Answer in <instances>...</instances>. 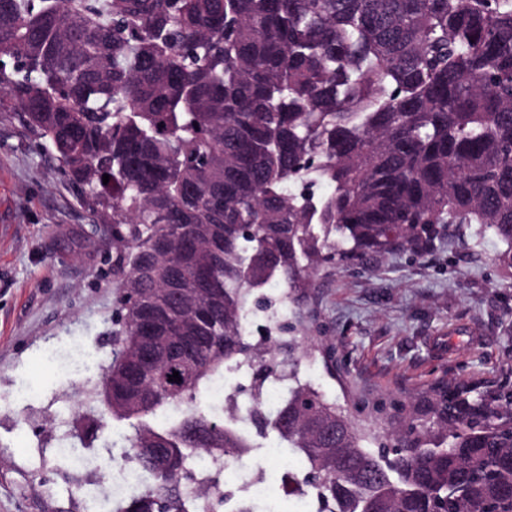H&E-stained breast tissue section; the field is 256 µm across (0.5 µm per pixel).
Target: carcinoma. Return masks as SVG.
Returning <instances> with one entry per match:
<instances>
[{
  "label": "carcinoma",
  "instance_id": "carcinoma-1",
  "mask_svg": "<svg viewBox=\"0 0 512 512\" xmlns=\"http://www.w3.org/2000/svg\"><path fill=\"white\" fill-rule=\"evenodd\" d=\"M0 92L112 210L118 330L87 433L126 424L149 476L115 512H213L270 435L302 463L286 503L512 512L511 383L472 403L442 387L378 438L301 378L304 339L241 325L272 281L293 305L317 268L452 224L512 269V0H0ZM307 180L331 191L304 203ZM144 324L156 362L132 379ZM242 365L248 401L206 404Z\"/></svg>",
  "mask_w": 512,
  "mask_h": 512
}]
</instances>
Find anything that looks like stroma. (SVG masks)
Segmentation results:
<instances>
[{
	"label": "stroma",
	"mask_w": 512,
	"mask_h": 512,
	"mask_svg": "<svg viewBox=\"0 0 512 512\" xmlns=\"http://www.w3.org/2000/svg\"><path fill=\"white\" fill-rule=\"evenodd\" d=\"M98 209L0 98V512H108L127 465L115 430L83 437L92 413L76 351L108 357L117 280ZM475 224L427 250L320 267L289 323L333 349L311 373L362 429L402 426L394 402L435 387L512 382V269ZM32 394L18 400L20 386Z\"/></svg>",
	"instance_id": "1"
}]
</instances>
